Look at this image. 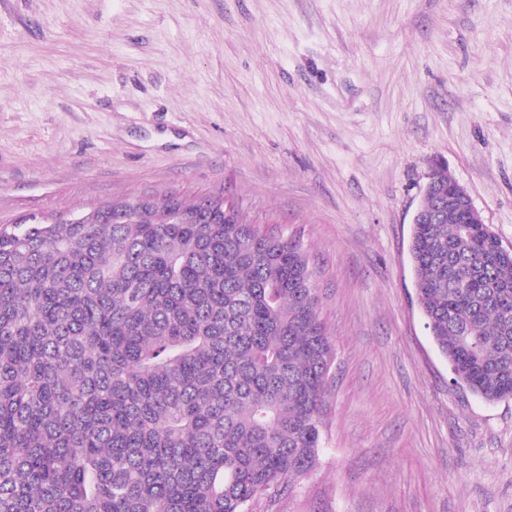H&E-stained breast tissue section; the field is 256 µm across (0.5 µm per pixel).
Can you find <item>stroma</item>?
Wrapping results in <instances>:
<instances>
[{
  "label": "stroma",
  "mask_w": 512,
  "mask_h": 512,
  "mask_svg": "<svg viewBox=\"0 0 512 512\" xmlns=\"http://www.w3.org/2000/svg\"><path fill=\"white\" fill-rule=\"evenodd\" d=\"M437 159L512 250V0H0V225L219 195L308 256L323 448L249 512H512V400L416 300Z\"/></svg>",
  "instance_id": "1"
}]
</instances>
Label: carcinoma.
Wrapping results in <instances>:
<instances>
[{
	"label": "carcinoma",
	"instance_id": "1",
	"mask_svg": "<svg viewBox=\"0 0 512 512\" xmlns=\"http://www.w3.org/2000/svg\"><path fill=\"white\" fill-rule=\"evenodd\" d=\"M0 225V512H247L322 448L335 351L300 242L166 195ZM418 305L453 382L512 399V250L429 196Z\"/></svg>",
	"mask_w": 512,
	"mask_h": 512
}]
</instances>
